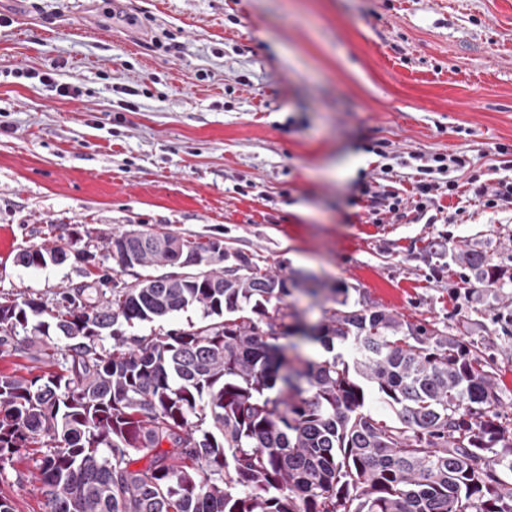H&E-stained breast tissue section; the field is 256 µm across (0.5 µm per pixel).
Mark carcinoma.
Here are the masks:
<instances>
[{
	"instance_id": "1",
	"label": "carcinoma",
	"mask_w": 512,
	"mask_h": 512,
	"mask_svg": "<svg viewBox=\"0 0 512 512\" xmlns=\"http://www.w3.org/2000/svg\"><path fill=\"white\" fill-rule=\"evenodd\" d=\"M130 267L205 263L200 277L165 274L134 288L62 293L57 310L34 298L0 303V346L35 357L54 336L59 371L0 374V479L22 448L49 512H512V423L494 411V372L478 348L424 325L403 327L348 298L300 332L327 351L288 369L278 344L284 278L218 241L166 232L105 239L103 259ZM25 267L62 263L44 245ZM462 262L488 288L512 275L478 253ZM190 308L206 321L125 335ZM112 339V347L103 345ZM304 379L311 394L301 396ZM300 395L288 401L276 382ZM374 388L394 417L366 408Z\"/></svg>"
}]
</instances>
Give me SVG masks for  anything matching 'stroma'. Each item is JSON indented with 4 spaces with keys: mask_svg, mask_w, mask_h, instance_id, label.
<instances>
[{
    "mask_svg": "<svg viewBox=\"0 0 512 512\" xmlns=\"http://www.w3.org/2000/svg\"><path fill=\"white\" fill-rule=\"evenodd\" d=\"M455 152L471 163L458 194L418 214L421 158ZM474 170L512 180V0H0V300L52 309L101 275L149 273L18 265L31 246L219 240L294 280L288 357H327L300 329L344 288L475 345L512 421V288L458 259L512 273V202L484 207ZM382 184L404 203L377 219ZM459 258L479 273L481 282L488 288H505L512 283V275L508 277V281H505L506 272L493 264L485 255L461 251Z\"/></svg>",
    "mask_w": 512,
    "mask_h": 512,
    "instance_id": "obj_1",
    "label": "stroma"
}]
</instances>
